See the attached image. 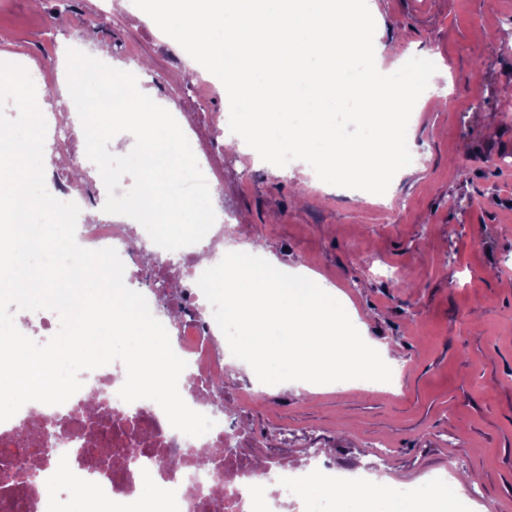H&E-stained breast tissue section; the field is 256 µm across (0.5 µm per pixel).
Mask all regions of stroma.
<instances>
[{"label":"stroma","mask_w":512,"mask_h":512,"mask_svg":"<svg viewBox=\"0 0 512 512\" xmlns=\"http://www.w3.org/2000/svg\"><path fill=\"white\" fill-rule=\"evenodd\" d=\"M32 0H0L6 55L37 70L65 44L104 46L114 65L149 62L177 86L197 155L222 162L216 208L237 229L224 251L261 246L347 292L369 341L388 357L389 391L288 386L254 398L249 370L224 363V422L239 455L303 465L320 455L403 484L454 474L475 512H512V0H375L385 61L428 51L441 81L422 94L416 162L389 208L326 183L304 165L269 168L229 145L224 93L207 94L143 11L126 0L90 28H43ZM161 81V82H162ZM413 274L414 286L400 278Z\"/></svg>","instance_id":"obj_1"}]
</instances>
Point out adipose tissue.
Wrapping results in <instances>:
<instances>
[{
    "mask_svg": "<svg viewBox=\"0 0 512 512\" xmlns=\"http://www.w3.org/2000/svg\"><path fill=\"white\" fill-rule=\"evenodd\" d=\"M294 493L308 502L310 512H322L327 500L333 502L336 512H438L453 504L456 487L448 481L408 485L388 481L363 483L345 492L316 480L295 488Z\"/></svg>",
    "mask_w": 512,
    "mask_h": 512,
    "instance_id": "1",
    "label": "adipose tissue"
}]
</instances>
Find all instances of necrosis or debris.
Listing matches in <instances>:
<instances>
[{
    "label": "necrosis or debris",
    "mask_w": 512,
    "mask_h": 512,
    "mask_svg": "<svg viewBox=\"0 0 512 512\" xmlns=\"http://www.w3.org/2000/svg\"><path fill=\"white\" fill-rule=\"evenodd\" d=\"M44 118L56 143L53 163L86 170L88 161L77 150L82 125L68 112H48ZM56 195L81 209L77 243L88 249H116L126 283L140 287L147 267L145 229L88 215V206H104L106 189L60 181ZM161 271L179 288L161 310L171 318L173 345L190 368L178 383L179 392L190 408L215 418L208 385L223 378L224 356L217 349L221 331L197 285L204 266L195 253L186 252ZM79 378L81 389L64 404L29 402L0 422V505L13 503V512H69L68 504L42 498L39 489L55 474L53 460L70 454L74 437L89 431L95 434L97 450L84 454L74 468L94 483L97 502L111 497L139 500L143 512H281L282 492L304 479L285 465L268 474L240 465L233 479H225L228 456L207 467L196 461L200 451L223 447V424L189 437L170 425L154 401L124 402L118 392L126 369L119 361L80 372Z\"/></svg>",
    "instance_id": "4bbe7bcc"
}]
</instances>
